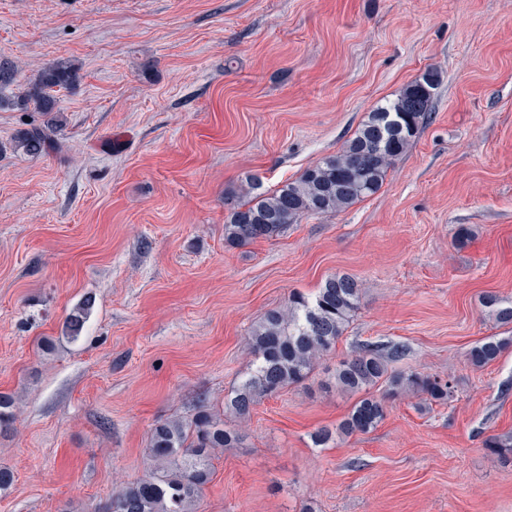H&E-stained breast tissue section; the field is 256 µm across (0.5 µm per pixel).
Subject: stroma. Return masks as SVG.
Masks as SVG:
<instances>
[{"instance_id":"35a3bbf8","label":"stroma","mask_w":512,"mask_h":512,"mask_svg":"<svg viewBox=\"0 0 512 512\" xmlns=\"http://www.w3.org/2000/svg\"><path fill=\"white\" fill-rule=\"evenodd\" d=\"M59 57L82 66L64 148L29 155L12 138L38 115L17 95ZM3 65L0 512H104L151 473L150 428L203 405L244 440L213 457L197 512H512V455L486 446L512 435V324L481 304L512 299V0H0ZM430 69V118L376 194L225 244V193L297 178ZM337 273L361 301L335 349L226 411L251 326ZM490 336L500 357L471 365ZM396 344L391 369L449 381L448 401L387 400L374 430L314 447L355 403L328 385L337 363ZM92 307L91 301H85L83 306L74 310L67 317L64 323V334L65 336L72 340H78L81 336V333L84 329L85 323L88 319L89 311Z\"/></svg>"}]
</instances>
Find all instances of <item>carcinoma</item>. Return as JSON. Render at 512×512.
<instances>
[{
	"instance_id": "1",
	"label": "carcinoma",
	"mask_w": 512,
	"mask_h": 512,
	"mask_svg": "<svg viewBox=\"0 0 512 512\" xmlns=\"http://www.w3.org/2000/svg\"><path fill=\"white\" fill-rule=\"evenodd\" d=\"M81 65L71 58H57L27 79L17 96V104L40 115L41 121L16 132L17 146L31 155L58 152L61 119L57 93L74 89L81 80ZM439 75L426 71L406 85L394 99L376 107L347 141L341 151L322 158L302 175L264 194L247 196L241 192L224 198L228 215L224 241L242 246L259 239L278 236L307 214H325L347 208L375 194L388 170L405 152L429 116ZM495 320L512 324V300L494 294L482 297ZM360 290L349 275L325 279L313 296L294 294L286 310L271 309L251 328L248 343L256 363L252 375L228 401L227 408L246 417L258 399L304 382L317 356L335 348L346 325L358 311ZM92 300L74 310L64 323L65 336L76 341L81 336ZM503 343L488 338L475 345L469 355L475 367L498 359ZM405 347L395 346L384 355L364 346L336 368V387L361 397L348 416L334 429L322 427L312 435L317 448L353 433H368L384 419L385 406L372 389L385 384L395 398L406 391L421 392L438 403L451 396L449 382L421 372L394 373L389 362L403 356ZM13 397L0 393V430L14 423ZM243 435L224 425L219 414L205 407L190 423L166 420L148 433L147 452L154 461L151 474L112 495L107 512H192L203 487L212 476L211 460L217 448H237Z\"/></svg>"
}]
</instances>
